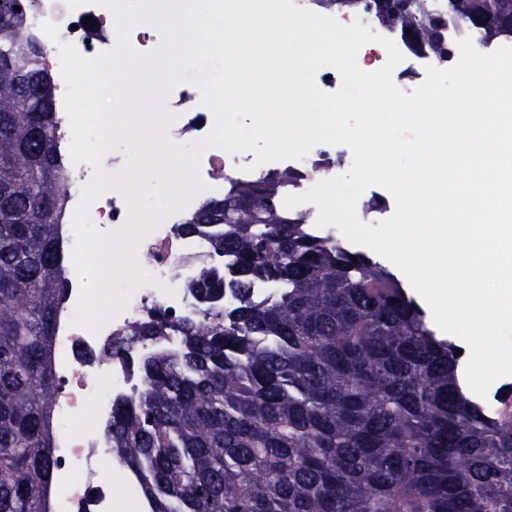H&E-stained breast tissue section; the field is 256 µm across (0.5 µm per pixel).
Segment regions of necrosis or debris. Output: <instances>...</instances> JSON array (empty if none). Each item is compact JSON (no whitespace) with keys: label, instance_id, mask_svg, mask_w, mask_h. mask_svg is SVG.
Instances as JSON below:
<instances>
[{"label":"necrosis or debris","instance_id":"necrosis-or-debris-1","mask_svg":"<svg viewBox=\"0 0 512 512\" xmlns=\"http://www.w3.org/2000/svg\"><path fill=\"white\" fill-rule=\"evenodd\" d=\"M28 31L47 51L44 65L53 75L57 94H64L65 84L60 72L57 43L48 42L40 25L49 20L59 27V41L72 43L85 57L108 50L111 12L104 7L84 5L68 9L66 0H29ZM295 5L316 13L334 17L342 24L361 20L372 32L390 38L403 59L394 68L392 80L404 92H412L417 84L412 75L434 65V54L426 48L413 46L393 28L387 27L374 13L364 9L339 11L325 6L323 0H294ZM175 120L169 128L171 140L190 144L205 138L212 126L213 115L200 103L198 89L188 83L178 84L167 99ZM59 147L65 174L67 205L65 218H72L82 187L91 179L90 165L74 164L70 158L71 131L65 110L56 112ZM352 154L347 147L319 144L300 160H282L256 165L253 152L228 154L217 147L203 151L198 162L201 180L208 194L224 195L233 183L249 182L270 172H289L294 181L289 194L305 193L319 181L335 177L338 169L351 166ZM198 202H191L187 212L167 218L140 246L150 261L146 268L160 280L175 287L169 297L147 286L133 296L128 309L107 324L99 333L71 325L79 292V279L74 266H67L68 293L60 306L54 336V371L58 390L52 425L58 446L55 465L65 477L61 485L50 487V512H112L116 496L126 500L128 512H144L133 478L113 482L111 473L115 461L111 441L105 426L112 416V403L121 396H131L142 386L138 373L121 358L102 360L96 357L112 338L129 333L131 328L147 318L151 310L172 311L174 316H193L196 300L189 286L199 272L207 267L225 264L223 255L216 253L206 232L190 235L178 233L188 212L196 211Z\"/></svg>","mask_w":512,"mask_h":512}]
</instances>
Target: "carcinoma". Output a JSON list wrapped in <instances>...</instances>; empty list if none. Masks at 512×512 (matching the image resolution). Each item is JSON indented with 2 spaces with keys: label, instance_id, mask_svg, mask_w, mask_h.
<instances>
[{
  "label": "carcinoma",
  "instance_id": "obj_1",
  "mask_svg": "<svg viewBox=\"0 0 512 512\" xmlns=\"http://www.w3.org/2000/svg\"><path fill=\"white\" fill-rule=\"evenodd\" d=\"M25 2L0 0V512H47L67 291L54 82ZM363 2L451 58L448 17L424 0ZM448 10L463 29L512 35V0ZM292 181L270 174L204 202L177 231L209 228L227 264L192 285L195 316L158 310L105 351L142 378L108 430L148 512H512V421L473 395L458 346L394 273L289 216ZM169 328L176 353L129 356Z\"/></svg>",
  "mask_w": 512,
  "mask_h": 512
}]
</instances>
